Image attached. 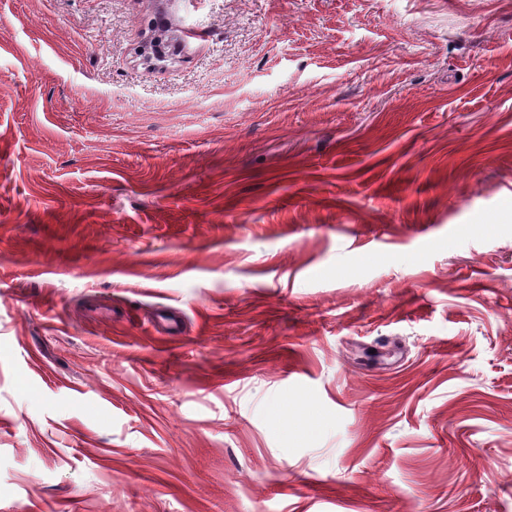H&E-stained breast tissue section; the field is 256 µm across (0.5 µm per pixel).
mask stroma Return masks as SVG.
<instances>
[{
  "instance_id": "stroma-1",
  "label": "stroma",
  "mask_w": 512,
  "mask_h": 512,
  "mask_svg": "<svg viewBox=\"0 0 512 512\" xmlns=\"http://www.w3.org/2000/svg\"><path fill=\"white\" fill-rule=\"evenodd\" d=\"M0 512H512V0H0ZM158 30V35L146 41L140 49L142 56L149 61H165L172 55V51L176 52L178 50L180 44L187 37V33L183 31L180 34H170L168 27ZM168 46H171V51L167 53L166 47Z\"/></svg>"
}]
</instances>
